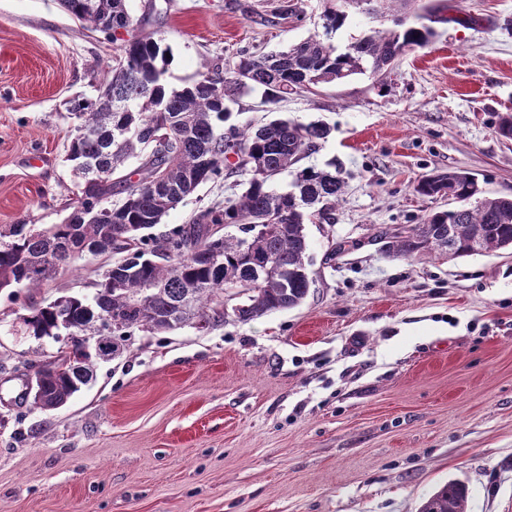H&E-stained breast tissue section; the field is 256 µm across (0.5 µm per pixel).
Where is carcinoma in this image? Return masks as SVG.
Here are the masks:
<instances>
[{
  "label": "carcinoma",
  "instance_id": "obj_1",
  "mask_svg": "<svg viewBox=\"0 0 512 512\" xmlns=\"http://www.w3.org/2000/svg\"><path fill=\"white\" fill-rule=\"evenodd\" d=\"M82 27L143 28L150 17L133 19L127 0H59ZM413 0H371L369 17L389 22L352 37L341 48L331 37L352 22L348 0H323V34H313L269 53H243L224 67L179 87L166 73L171 53L152 32L123 40L97 95L73 101L77 120L67 161L81 178L73 211L61 224L34 228L0 225V288H39L61 265L75 266L86 252L116 261L93 283L94 294L60 296L28 309L25 334L36 339L68 336L66 350L41 377L42 410L65 405L94 378L96 357L84 351L95 338L117 353L112 335L130 328L168 333L187 324L224 323L225 284L237 283L233 315L247 322L290 310L305 300L311 260L305 226L332 220L346 188L342 171L302 161L330 134L323 123L301 125L275 118L246 126L226 125L228 103L259 91L269 111L288 95L369 73L381 81L410 50L435 36L442 6L430 4L408 18ZM295 0H282L272 13L300 19ZM139 165L128 171L126 162ZM248 176L245 190L215 201L190 223L164 235L153 229L200 185L219 182L224 172ZM291 176L289 190L271 183ZM432 199L452 195L457 205L431 211L422 223L392 234L379 230L383 251L424 260L512 251V196H486L478 181L459 170H436L415 186ZM123 195L119 203L112 196ZM103 218L89 220L92 210ZM480 250L471 248L474 237ZM468 488L448 482L429 496L420 512H467Z\"/></svg>",
  "mask_w": 512,
  "mask_h": 512
}]
</instances>
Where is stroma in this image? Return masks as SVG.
I'll return each mask as SVG.
<instances>
[{
  "label": "stroma",
  "instance_id": "1",
  "mask_svg": "<svg viewBox=\"0 0 512 512\" xmlns=\"http://www.w3.org/2000/svg\"><path fill=\"white\" fill-rule=\"evenodd\" d=\"M259 24L236 0H128L152 13L174 77L320 32ZM447 22L387 77L289 95L276 114L322 122L307 162L347 186L333 223L306 227L309 294L297 308L200 332L118 337L93 381L52 412L22 393V363L59 344L20 331L29 303L92 295L108 263L85 256L42 288L0 289V512H418L439 486L468 512H512V254L393 259L377 230L422 223L414 187L466 170L512 196V0H444ZM118 45L58 0H0V225L62 223L78 179L64 160L71 100L92 97ZM241 175L201 185L165 219L189 223ZM350 249L333 255L336 244Z\"/></svg>",
  "mask_w": 512,
  "mask_h": 512
}]
</instances>
